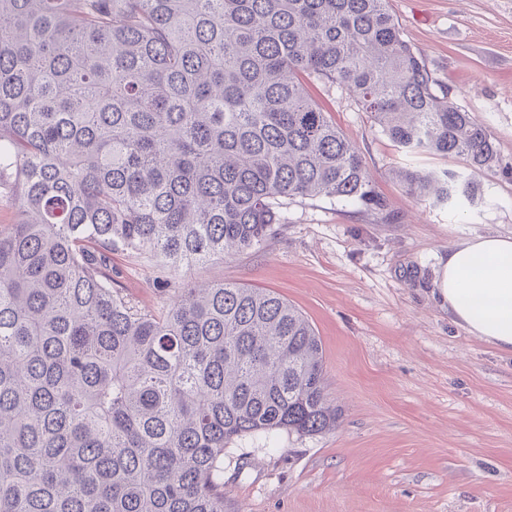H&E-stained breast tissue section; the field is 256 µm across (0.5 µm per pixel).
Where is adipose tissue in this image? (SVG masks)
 Returning a JSON list of instances; mask_svg holds the SVG:
<instances>
[{
	"label": "adipose tissue",
	"mask_w": 512,
	"mask_h": 512,
	"mask_svg": "<svg viewBox=\"0 0 512 512\" xmlns=\"http://www.w3.org/2000/svg\"><path fill=\"white\" fill-rule=\"evenodd\" d=\"M438 289L467 332L512 353V236L483 235L449 248Z\"/></svg>",
	"instance_id": "ef3b65f1"
}]
</instances>
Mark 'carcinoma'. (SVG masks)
Here are the masks:
<instances>
[{"mask_svg":"<svg viewBox=\"0 0 512 512\" xmlns=\"http://www.w3.org/2000/svg\"><path fill=\"white\" fill-rule=\"evenodd\" d=\"M345 87L397 170L473 204L496 152L433 90L387 0H0V512H224V449L336 427L322 348L273 291L214 280L142 312L112 250L165 273L261 246L280 209L382 212L357 147L302 77Z\"/></svg>","mask_w":512,"mask_h":512,"instance_id":"carcinoma-1","label":"carcinoma"}]
</instances>
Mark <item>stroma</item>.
Listing matches in <instances>:
<instances>
[{
    "label": "stroma",
    "mask_w": 512,
    "mask_h": 512,
    "mask_svg": "<svg viewBox=\"0 0 512 512\" xmlns=\"http://www.w3.org/2000/svg\"><path fill=\"white\" fill-rule=\"evenodd\" d=\"M436 91L485 123L497 153L477 204L420 201L399 168L457 160L399 148L339 85L311 95L359 149L387 208L295 198L259 249L182 272L270 290L321 339L336 429L246 436L224 452V512H512V354L455 323L438 291L449 247L512 236V0H389ZM118 249L112 277L142 310L169 295Z\"/></svg>",
    "instance_id": "obj_1"
}]
</instances>
